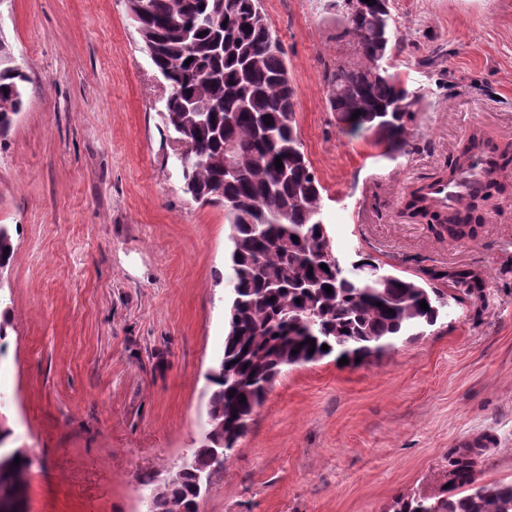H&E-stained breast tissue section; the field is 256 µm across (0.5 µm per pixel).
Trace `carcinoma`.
Segmentation results:
<instances>
[{"instance_id":"cac0c4a2","label":"carcinoma","mask_w":512,"mask_h":512,"mask_svg":"<svg viewBox=\"0 0 512 512\" xmlns=\"http://www.w3.org/2000/svg\"><path fill=\"white\" fill-rule=\"evenodd\" d=\"M389 4L373 0L371 10L361 14L352 0H343L345 34L356 44L359 60L325 70L324 81L329 109L342 130L378 137L384 154L393 157L412 135L419 98L383 65L392 40H380L375 19L390 14ZM136 5L133 23L168 83L165 127L192 157L181 169L184 191L197 203L224 207L229 225L233 278L224 351L207 374L208 428L201 446L186 457L187 466L151 500V512H199L212 454L233 450L284 369L331 356L350 363L376 358L399 340L425 335L448 300L436 286L393 275L372 257L349 269L335 257L322 220L323 187L295 121V89L261 0H138ZM10 53L0 45V137L20 113L28 82L25 73L11 68ZM476 153L489 158V177L455 213L433 210L423 186L410 194L409 214L430 221L440 239H476L484 222L481 202L504 190L497 176L512 164V150L492 143L479 129L442 179H453ZM227 156L236 167L233 173L224 169ZM15 249L10 227L0 224V269L10 264ZM445 278L460 303L486 288L477 273L434 276ZM423 301L428 308L420 307ZM12 437L0 414V470L20 488L31 461L23 450L9 447ZM478 457L472 450L453 463L452 493L397 495L391 512H512V482H481Z\"/></svg>"}]
</instances>
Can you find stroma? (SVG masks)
Returning <instances> with one entry per match:
<instances>
[{"instance_id": "35a3bbf8", "label": "stroma", "mask_w": 512, "mask_h": 512, "mask_svg": "<svg viewBox=\"0 0 512 512\" xmlns=\"http://www.w3.org/2000/svg\"><path fill=\"white\" fill-rule=\"evenodd\" d=\"M262 4L341 262L362 252L425 282L472 270L487 288L377 359L285 370L199 512H388L395 495L439 494L476 439L481 480L512 481V168L478 239L403 215L474 127L512 143V0H390V63L421 97L392 158L328 108L324 70L355 52L335 0ZM0 39L29 77L0 137L16 245L0 413L32 461L23 512H144L204 437L233 275L224 210L184 192L167 83L125 0H0Z\"/></svg>"}]
</instances>
